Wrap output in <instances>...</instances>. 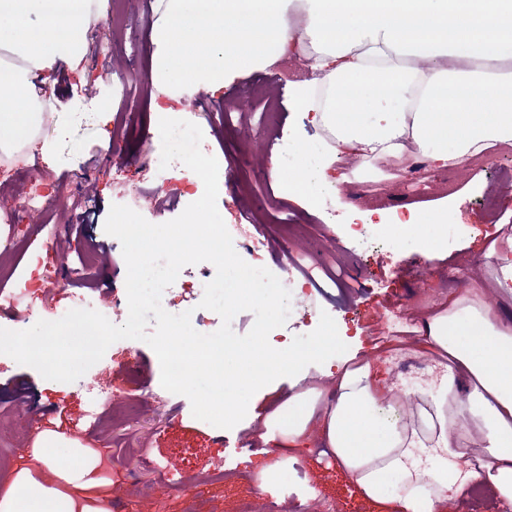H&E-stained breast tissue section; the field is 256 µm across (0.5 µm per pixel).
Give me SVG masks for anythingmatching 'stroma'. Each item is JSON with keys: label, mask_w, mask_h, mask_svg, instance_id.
<instances>
[{"label": "stroma", "mask_w": 512, "mask_h": 512, "mask_svg": "<svg viewBox=\"0 0 512 512\" xmlns=\"http://www.w3.org/2000/svg\"><path fill=\"white\" fill-rule=\"evenodd\" d=\"M111 11L112 0H98L87 31L92 50L83 72H65L63 86L44 95L51 112L78 108L83 99L99 100L108 107L109 121L84 113L71 138L59 143L51 165L39 150L53 132L49 119L23 154L0 156V236L10 232L5 213L21 205L28 175L42 178L43 208L20 228L26 244L24 256L13 261L17 281L30 279L49 249H64L69 257L59 270L58 288H28L27 300L0 319V328L24 330L41 319H60L73 309L77 296L113 324L125 322L126 264L120 242L104 231L117 202L111 172L116 162H125L122 179L143 193V216L154 224L176 218L199 200L203 183L177 190L161 184V139L156 133L159 119L183 112L185 97L193 95L196 112L189 120L201 127L208 152L219 163L218 211L225 224L243 226L259 240L254 246L234 239L236 252L280 281L306 282L315 311L334 318L348 354L308 365L300 383L283 377L263 387L251 398L244 420L229 430L196 419L186 397L164 389L156 354L138 340L113 343L80 383L44 379L0 354V461L6 465L0 471V491L25 468L32 478L46 479L35 455L44 441L62 438L81 465L65 467L64 477L50 482L73 497L82 512H241L247 502L253 512H383L381 505L360 495L320 443L304 438L285 447L276 440L259 449L264 418L293 386L328 388L329 373L356 367L367 357L375 389L390 380L420 387L434 364L418 345L423 310L447 304L449 294L465 296L469 268L461 257L484 261L491 245L512 237V204L490 219L482 212L486 197L512 186V156L493 166L475 159L463 176L439 173L418 186L401 181L399 163L380 164L377 172L357 178V185L366 189L364 196L336 199V213L376 216V223L357 235L348 225L331 223L329 215L304 199L283 198L281 179L270 173L278 145L326 137L311 113L293 106L291 74L271 66L209 94L188 84L176 90L152 84L154 47L148 33L156 21L154 11L143 2L125 7V30L118 37L106 25ZM104 41L111 44L105 56L97 50ZM259 87L271 95L272 112L256 114L247 124L225 121V111ZM444 205L459 216L447 249L427 255L397 246L396 236L419 230L400 223V214L413 216ZM280 211L289 213L294 234L273 221ZM89 248L98 257L94 268L74 275L72 264ZM334 263L357 277L358 291L324 274V266ZM191 271L199 288L189 291L172 284L163 291L161 305L172 314L191 312L197 330L208 334L220 327L221 319L199 303L202 286L216 269L202 262ZM96 380L110 387L112 410L100 425L90 426L83 418L91 399L85 386ZM19 383L35 391L36 402L17 400ZM277 462L287 469V481L259 489L261 469Z\"/></svg>", "instance_id": "stroma-1"}]
</instances>
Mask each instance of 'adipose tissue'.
<instances>
[{"label": "adipose tissue", "instance_id": "1", "mask_svg": "<svg viewBox=\"0 0 512 512\" xmlns=\"http://www.w3.org/2000/svg\"><path fill=\"white\" fill-rule=\"evenodd\" d=\"M155 0L159 18L148 34L157 49L154 80L191 83L209 92L299 50L305 78L292 102L314 113L334 143L289 141L276 147L271 171H290L289 191L327 204L323 193L334 158L365 164L405 156L428 169L465 166L498 145H512V0ZM91 0H0V48L27 60L0 79V152L11 153L41 120L35 72L88 55ZM29 10L43 19L29 30L7 19ZM272 23L270 35L229 42L227 18ZM209 35V50L186 56L188 30ZM460 101L449 107V93ZM22 101L24 110L13 109ZM439 235H404L401 247L428 253L449 238L448 210L417 215ZM427 345L447 358L435 389L377 393L371 363L336 377L332 397L310 387L291 394L265 417L262 441L295 442L316 432L365 498L398 504L401 512H447L448 493L487 478L512 497V322L490 306L423 314ZM419 451L437 468L420 467ZM0 512H76L69 495L34 478L13 481Z\"/></svg>", "mask_w": 512, "mask_h": 512}]
</instances>
